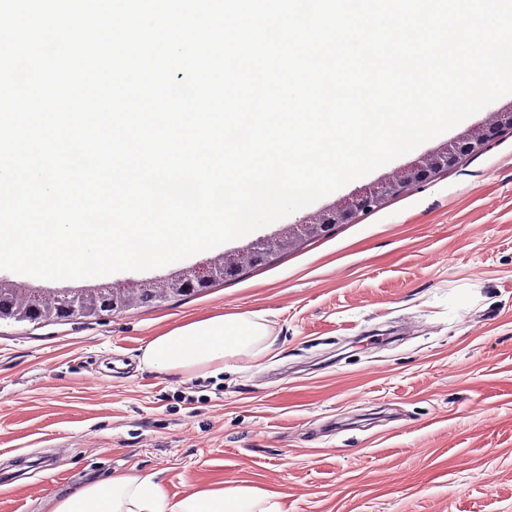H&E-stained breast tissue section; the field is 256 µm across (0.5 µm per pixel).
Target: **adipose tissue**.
Segmentation results:
<instances>
[{
    "instance_id": "adipose-tissue-1",
    "label": "adipose tissue",
    "mask_w": 512,
    "mask_h": 512,
    "mask_svg": "<svg viewBox=\"0 0 512 512\" xmlns=\"http://www.w3.org/2000/svg\"><path fill=\"white\" fill-rule=\"evenodd\" d=\"M274 344L254 312L203 316L153 337L142 362L158 373L185 376L233 371L241 359H257ZM53 512H285L279 493L241 484L190 487L169 501L155 474L136 471L92 479L58 499Z\"/></svg>"
}]
</instances>
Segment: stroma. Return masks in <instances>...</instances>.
Segmentation results:
<instances>
[{"label":"stroma","instance_id":"stroma-1","mask_svg":"<svg viewBox=\"0 0 512 512\" xmlns=\"http://www.w3.org/2000/svg\"><path fill=\"white\" fill-rule=\"evenodd\" d=\"M512 107L502 97L314 204L283 231ZM255 312L272 354L158 374L146 343ZM248 483L287 512H512V130L328 236L207 291L101 317L0 320V512L90 478Z\"/></svg>","mask_w":512,"mask_h":512}]
</instances>
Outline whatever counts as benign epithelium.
<instances>
[{"mask_svg":"<svg viewBox=\"0 0 512 512\" xmlns=\"http://www.w3.org/2000/svg\"><path fill=\"white\" fill-rule=\"evenodd\" d=\"M512 130V109L495 112L490 122L479 126L437 151L428 153L410 165L378 182L361 187L340 202L320 213L289 227L288 232L260 239L242 250L213 258L183 272L165 278L144 279L138 287L109 285L108 296L97 288L76 294L55 290L27 289L13 301L0 305V316L37 325L48 322L71 321L85 312L112 314L145 303H156L168 297L196 288H206L218 280L237 276L247 267L264 264L276 251L290 249L302 241L330 234L338 224H352L361 215L382 208L386 202L422 183L433 181L442 170L448 169L466 156L476 154L502 131Z\"/></svg>","mask_w":512,"mask_h":512,"instance_id":"1","label":"benign epithelium"}]
</instances>
